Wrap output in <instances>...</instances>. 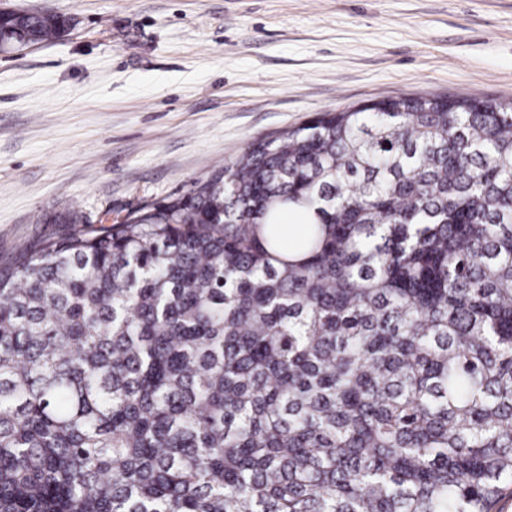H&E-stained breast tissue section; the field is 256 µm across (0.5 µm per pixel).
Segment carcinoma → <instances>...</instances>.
Wrapping results in <instances>:
<instances>
[{
	"mask_svg": "<svg viewBox=\"0 0 512 512\" xmlns=\"http://www.w3.org/2000/svg\"><path fill=\"white\" fill-rule=\"evenodd\" d=\"M67 24L30 12L0 37ZM509 494L512 99L325 112L0 263V512H495Z\"/></svg>",
	"mask_w": 512,
	"mask_h": 512,
	"instance_id": "obj_1",
	"label": "carcinoma"
}]
</instances>
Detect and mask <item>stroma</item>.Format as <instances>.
<instances>
[{
    "instance_id": "obj_1",
    "label": "stroma",
    "mask_w": 512,
    "mask_h": 512,
    "mask_svg": "<svg viewBox=\"0 0 512 512\" xmlns=\"http://www.w3.org/2000/svg\"><path fill=\"white\" fill-rule=\"evenodd\" d=\"M0 260L187 193L254 139L397 95L512 98V0H0ZM20 12L0 9V37L5 40H14L13 35L21 34L29 40L11 44L7 48L32 47L37 43L60 37V28L65 27L69 21L61 16L30 12L20 17H9ZM33 40L36 43L31 42Z\"/></svg>"
}]
</instances>
